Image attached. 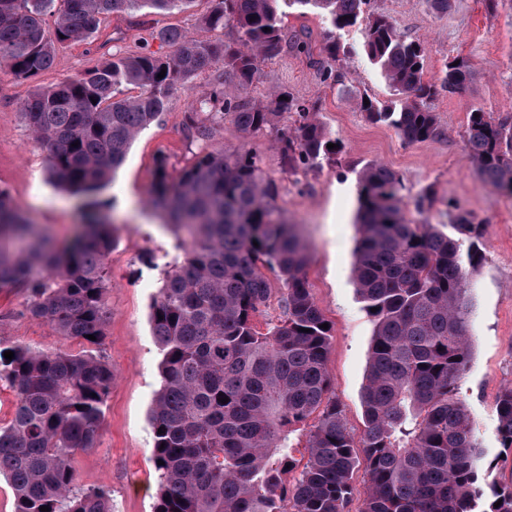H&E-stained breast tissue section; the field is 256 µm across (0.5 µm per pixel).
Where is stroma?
Instances as JSON below:
<instances>
[{
    "mask_svg": "<svg viewBox=\"0 0 512 512\" xmlns=\"http://www.w3.org/2000/svg\"><path fill=\"white\" fill-rule=\"evenodd\" d=\"M209 7V0H195L187 10L112 14L101 20L93 43L63 45L54 66L32 79L15 77L0 62V189L56 243L74 235L82 216L76 197L51 182L45 154L23 118L24 104L37 88L83 76L101 56L134 54L144 47L160 51L159 42L146 39L149 27L178 25L199 34V19ZM369 10L389 17L401 35L424 45V82L435 81L452 60L468 65L470 76L460 92L443 93L429 102L443 129L441 137L407 144L392 127L368 121L357 105L358 96L366 93L385 102L393 92L379 68L359 50L361 26L337 30L320 12L290 10L282 17L283 29L308 34L312 56L282 52L262 61L250 82L225 72L220 62L194 75L140 133L101 191L103 211L115 227L106 293L112 315L101 347L112 367V388L97 442L75 456L74 468L80 487L110 490L114 512H155L158 504L150 410L161 384V354L152 336L150 305L163 269L148 265L145 258L172 251L174 240L150 211L154 159L166 155L175 179L199 151L218 152L240 144L259 158L264 176L278 185L279 209L302 228L312 256L306 282L330 327L326 368L332 395L348 427L357 432L363 428L362 392L374 333L352 272L359 170L371 161L394 170L405 186L408 219L441 222L447 204L453 203L484 224L467 293L471 359L460 392L477 422L487 462L482 480L512 481V449L503 448L496 433L497 397L512 385V195L483 186L465 150L472 110L495 119L512 117V0H500L493 12L484 0H451L445 12L433 10L428 0H370ZM335 40L353 53L343 62L341 81L333 84L323 82L313 62L325 58L326 46ZM221 83L263 103L273 92L288 90L313 107L317 119L336 137L338 154L317 167L291 171L281 162L273 131L243 136L228 122L215 127L207 142H194L185 129V115L194 109L198 120H206L199 102ZM430 185L441 201L419 212L418 195ZM26 307L25 292L0 289V347L78 351L77 343L31 318Z\"/></svg>",
    "mask_w": 512,
    "mask_h": 512,
    "instance_id": "1",
    "label": "stroma"
}]
</instances>
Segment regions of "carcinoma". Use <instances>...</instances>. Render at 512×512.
Instances as JSON below:
<instances>
[{
  "label": "carcinoma",
  "mask_w": 512,
  "mask_h": 512,
  "mask_svg": "<svg viewBox=\"0 0 512 512\" xmlns=\"http://www.w3.org/2000/svg\"><path fill=\"white\" fill-rule=\"evenodd\" d=\"M195 0H0V59L28 79L51 68L63 44L86 42L102 18L124 10L186 9ZM370 0H210L199 27L234 25L246 48L196 37L178 26L149 36L172 48L102 59L84 76L37 90L23 116L46 154L50 177L83 197L86 231L46 253L42 237L0 190V288L28 294L27 313L60 335L102 346L111 309L106 263L114 229L100 221L96 194L123 163L135 137L167 108L170 95L217 59L242 81L258 62L284 48L310 53L302 35L286 37L279 14L321 11L338 29L364 25L361 50L376 65L395 101L359 99L361 111L408 144L440 133L427 100L455 93L468 79L464 62L448 64L437 84L422 81L424 48ZM56 15L45 25L48 10ZM320 67L336 83L347 50L333 42ZM163 78H158L161 70ZM135 85L139 95L126 97ZM250 134L275 129L283 112L294 125L276 129L281 161L313 168L336 154L315 113L286 91L266 104L217 88L200 101ZM186 115L191 136L212 128ZM466 152L481 181L512 194V119L476 109L467 124ZM358 242L353 274L375 321L366 384L365 428L356 434L330 395L326 368L330 330L304 276L310 253L277 207L278 187L244 147L205 153L170 179L168 159L155 158L151 206L176 238L151 305L152 334L162 354L161 385L151 410L153 461L159 472L156 512H346L354 494L358 452L366 460L362 512H512V483H484L476 421L459 395L469 358L470 272L484 225L467 211L449 210V224L406 218L402 179L370 162L358 173ZM278 273L284 315L265 333L255 320L270 288L264 270ZM310 332H304V329ZM95 339L90 340L88 336ZM0 348V382L16 401L0 426V476L13 490L14 512H112L104 488L82 489L75 454L94 447L112 387V368L99 353ZM229 398L228 403L219 396ZM497 435L512 448V386L497 398ZM315 418L304 445L307 461L291 454L294 426ZM501 502L499 507L494 503Z\"/></svg>",
  "instance_id": "cac0c4a2"
}]
</instances>
